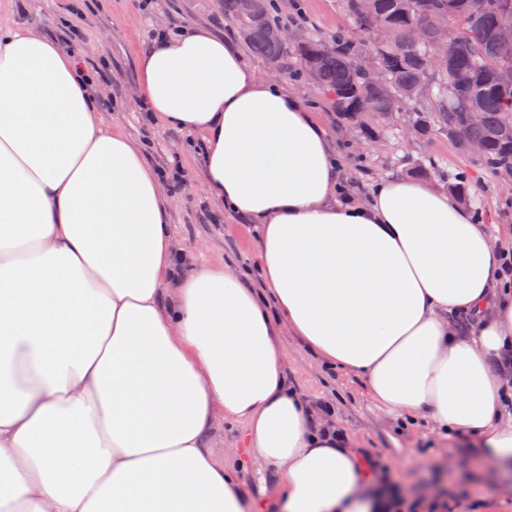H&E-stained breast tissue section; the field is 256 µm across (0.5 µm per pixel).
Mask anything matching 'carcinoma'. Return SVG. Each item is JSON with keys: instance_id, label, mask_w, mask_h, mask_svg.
<instances>
[{"instance_id": "obj_1", "label": "carcinoma", "mask_w": 512, "mask_h": 512, "mask_svg": "<svg viewBox=\"0 0 512 512\" xmlns=\"http://www.w3.org/2000/svg\"><path fill=\"white\" fill-rule=\"evenodd\" d=\"M354 31L338 33L329 41L309 38L296 52L306 76L317 74V88L333 96L339 118L370 137L407 102L429 95L433 110L411 112L408 123L426 138L433 133L463 153L468 145L455 141V130L469 127L471 142L481 146L476 156L492 172L512 166V61L499 58L495 30L512 25V0H345ZM224 16L236 19L248 48L285 71L288 41L274 40L282 27L269 12L267 0H224ZM421 25L427 38L448 39L443 69L431 72L424 89L420 74L428 68L427 46L406 39L410 25ZM373 56L387 72V81L368 85L360 76L358 60ZM477 109L482 119L469 122Z\"/></svg>"}]
</instances>
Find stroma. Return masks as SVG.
<instances>
[{"label": "stroma", "instance_id": "stroma-1", "mask_svg": "<svg viewBox=\"0 0 512 512\" xmlns=\"http://www.w3.org/2000/svg\"><path fill=\"white\" fill-rule=\"evenodd\" d=\"M78 11L73 0H0V18L35 28L52 40H66L81 50L84 71L100 69L105 105L99 114L106 126L121 130L143 146L151 168H178L180 183L163 180L162 191L172 199L170 222L180 247L205 263H232L255 268L258 262L256 228L240 216L222 213L207 193L202 176V136L144 118L136 102L138 56L155 31L198 25L239 39V24L225 17L222 0H151L141 11L139 0H89ZM289 44L314 37L330 39L350 30L344 0H274ZM296 56L280 75L284 90L300 97L328 131L342 169V181L355 200H366L379 180L409 174L417 163L433 162L430 183L447 188L465 177V207L489 227L497 245L512 248V190L486 169L476 156L462 153L447 136L433 134L419 140L404 134L408 112L403 105L379 136L363 140L345 128L329 99L300 74ZM288 374L312 400L332 405V419L351 441L389 470L399 490L408 496L422 491L451 490L464 485L468 496L457 512H512V478L490 480V467L473 455L466 435L446 434L430 419L407 420L381 409L369 397L364 380L327 367L298 337L283 334ZM243 490L259 504V512H280V480L259 466L238 469Z\"/></svg>", "mask_w": 512, "mask_h": 512}]
</instances>
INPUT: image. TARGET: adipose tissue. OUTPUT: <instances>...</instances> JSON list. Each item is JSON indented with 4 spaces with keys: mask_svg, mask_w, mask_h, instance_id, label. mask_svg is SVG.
Listing matches in <instances>:
<instances>
[{
    "mask_svg": "<svg viewBox=\"0 0 512 512\" xmlns=\"http://www.w3.org/2000/svg\"><path fill=\"white\" fill-rule=\"evenodd\" d=\"M138 69L149 117L205 133L207 192L257 226L258 279L177 246L77 50L0 26V512H248L210 447L228 420L283 512H372L358 449L288 377L283 326L386 412L512 469V286L487 226L406 176L339 200L324 127L208 29Z\"/></svg>",
    "mask_w": 512,
    "mask_h": 512,
    "instance_id": "adipose-tissue-1",
    "label": "adipose tissue"
}]
</instances>
